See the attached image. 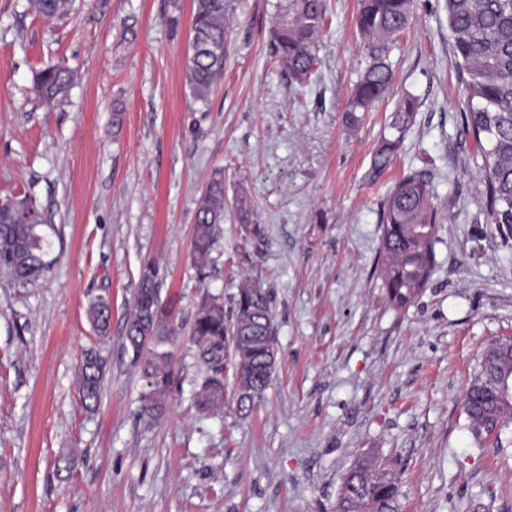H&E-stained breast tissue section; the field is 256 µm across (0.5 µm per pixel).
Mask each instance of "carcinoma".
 Returning <instances> with one entry per match:
<instances>
[{"instance_id":"carcinoma-1","label":"carcinoma","mask_w":512,"mask_h":512,"mask_svg":"<svg viewBox=\"0 0 512 512\" xmlns=\"http://www.w3.org/2000/svg\"><path fill=\"white\" fill-rule=\"evenodd\" d=\"M192 39L186 80L201 100L210 94L224 72L228 0H195ZM448 28L455 40L457 74L466 96L463 134L484 152L481 173L483 196L491 223L512 235V0H445ZM33 11L46 21L59 19L70 10L71 0H30ZM410 0H361L357 22L375 40L372 63L355 86L346 112L350 121L379 102L393 83L385 61L386 43L408 23ZM325 22L323 0H282L272 29L273 52L298 84L316 68L315 46ZM72 76L61 67L41 71L35 89L51 102L65 93ZM398 141L387 140L378 149L374 164L384 168ZM224 175L214 174L197 211L193 233V257L206 267L224 223ZM436 211L422 175L411 172L390 192L380 217L377 264L381 287L396 309L408 306L427 285L434 268ZM43 219L33 202L18 199L0 205V266L8 268L21 283L39 280L49 269L45 260L49 242L40 233ZM155 266L143 267L132 309L126 316L125 337L133 361L141 365L147 392L142 395V415L156 419L163 412L162 398L171 382L170 352L173 342L171 312L161 299ZM95 331L108 332L111 307L100 295L90 306ZM276 326L269 291L256 283L242 282L230 313L224 303L205 295L197 304L190 326V340L197 363L212 371L205 376L198 395L201 410L224 404L221 372L228 352H233L237 409L248 414L261 398L275 370ZM109 371L108 360L90 348L80 371V392L85 407L97 406ZM512 377V349L492 342L483 350L464 392L462 405L469 429L477 442L489 440L490 428L498 425L494 443L512 424V403H504L496 384ZM397 474L370 460L354 459L340 487L336 512H398Z\"/></svg>"}]
</instances>
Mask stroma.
Returning a JSON list of instances; mask_svg holds the SVG:
<instances>
[{
  "label": "stroma",
  "instance_id": "stroma-1",
  "mask_svg": "<svg viewBox=\"0 0 512 512\" xmlns=\"http://www.w3.org/2000/svg\"><path fill=\"white\" fill-rule=\"evenodd\" d=\"M279 3L231 0L224 73L201 101L186 80L194 0H72L53 22L0 0V204L32 199L52 243L36 283L0 268V512H334L369 449L399 474V512H512V427L479 445L462 408L480 353L512 338V236L490 222L484 158L462 132L445 0H412L387 52L394 81L355 122L346 106L371 62L358 0H325L302 86L273 54ZM53 66L73 81L49 105L35 80ZM219 169L226 201L251 209L244 225L227 209L201 270L193 226ZM413 171L434 195L435 268L400 310L376 267L378 225ZM147 263L177 332L156 421L140 413L124 331ZM245 279L271 294L277 367L243 416L225 365L224 408L203 411L195 306L232 304ZM100 294L104 338L88 318ZM90 347L110 365L91 411L78 381Z\"/></svg>",
  "mask_w": 512,
  "mask_h": 512
}]
</instances>
